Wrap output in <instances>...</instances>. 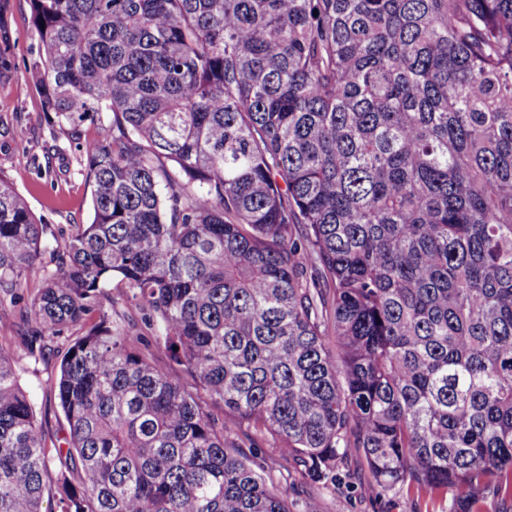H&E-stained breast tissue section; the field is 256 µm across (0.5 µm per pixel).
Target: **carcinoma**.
<instances>
[{
  "label": "carcinoma",
  "instance_id": "1",
  "mask_svg": "<svg viewBox=\"0 0 512 512\" xmlns=\"http://www.w3.org/2000/svg\"><path fill=\"white\" fill-rule=\"evenodd\" d=\"M93 219L24 310L73 327L48 449L0 343V512H293L222 406L336 486L512 500V0H29ZM54 235L0 174V302ZM118 281L182 383L105 308Z\"/></svg>",
  "mask_w": 512,
  "mask_h": 512
}]
</instances>
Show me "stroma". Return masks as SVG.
<instances>
[{
  "mask_svg": "<svg viewBox=\"0 0 512 512\" xmlns=\"http://www.w3.org/2000/svg\"><path fill=\"white\" fill-rule=\"evenodd\" d=\"M28 0H0V174L5 175L30 208L56 231H72L93 218L92 187L84 175L81 143L98 138L102 119L92 114L78 125L79 140L55 129L42 108L40 94L28 71L37 34L30 24ZM57 354L14 363L18 380L33 405L39 423L57 445H64L67 423L56 400L49 397L51 379L59 372V352L65 338L54 342ZM248 456L268 463L271 481L287 491L297 512H451L450 498H417L403 490L380 497L363 492L367 471L363 460H352L335 490L309 484L289 458H266L263 448Z\"/></svg>",
  "mask_w": 512,
  "mask_h": 512,
  "instance_id": "obj_1",
  "label": "stroma"
}]
</instances>
